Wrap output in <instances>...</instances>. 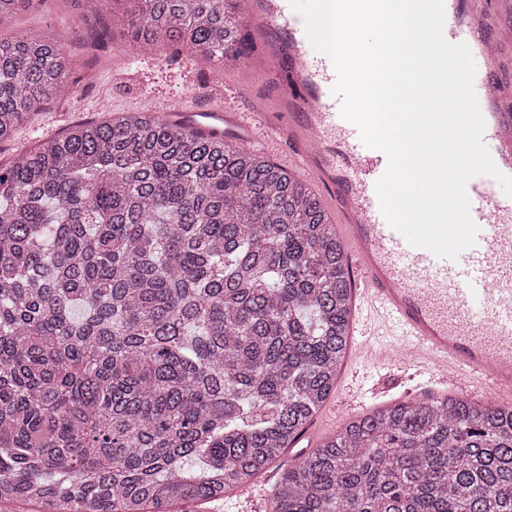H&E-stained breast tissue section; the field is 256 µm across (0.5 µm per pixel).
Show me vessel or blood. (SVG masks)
<instances>
[{
    "label": "vessel or blood",
    "instance_id": "obj_1",
    "mask_svg": "<svg viewBox=\"0 0 512 512\" xmlns=\"http://www.w3.org/2000/svg\"><path fill=\"white\" fill-rule=\"evenodd\" d=\"M246 37L258 52L242 77L216 96L208 113L234 144L261 140L269 153L315 180L336 215L358 303L357 356L376 366L410 350L406 367L429 382L512 393V197L497 180L467 184L479 228L474 246L439 258L411 246L380 211L375 191L388 160L366 147L340 114L331 60L311 46L289 0H236ZM443 35L466 44L476 65L474 89L484 110L483 141L498 170L512 177V82L499 79L500 45L512 42V0H444ZM267 76L270 98L256 96ZM247 97L249 111L232 98Z\"/></svg>",
    "mask_w": 512,
    "mask_h": 512
}]
</instances>
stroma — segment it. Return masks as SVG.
<instances>
[{
	"label": "stroma",
	"instance_id": "35a3bbf8",
	"mask_svg": "<svg viewBox=\"0 0 512 512\" xmlns=\"http://www.w3.org/2000/svg\"><path fill=\"white\" fill-rule=\"evenodd\" d=\"M132 9L131 0H115L106 21L111 36L100 47L93 41L95 21L72 0H31L24 10L0 22L1 37L38 35L57 42L74 60L67 92L31 111L13 136L0 142V164L75 124L146 109L157 98L185 96L192 110L206 111L213 89L234 80L241 60L219 63L178 44L158 42L143 47L132 42L128 36ZM345 377L361 391L364 412L383 403L408 400L416 384L409 372L360 363L348 367ZM351 418L350 412L337 408L335 398H328L302 439L284 454L285 464L294 463ZM279 475L276 467L263 472L251 501L230 494L211 502L178 504L171 512H269Z\"/></svg>",
	"mask_w": 512,
	"mask_h": 512
}]
</instances>
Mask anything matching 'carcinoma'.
<instances>
[{
    "label": "carcinoma",
    "mask_w": 512,
    "mask_h": 512,
    "mask_svg": "<svg viewBox=\"0 0 512 512\" xmlns=\"http://www.w3.org/2000/svg\"><path fill=\"white\" fill-rule=\"evenodd\" d=\"M101 18L112 0H76ZM134 40L242 54L224 0H134ZM65 50L0 39V141ZM295 175L148 111L0 167V502L159 512L275 465L336 386L353 302ZM270 512H512V407L382 405L288 466Z\"/></svg>",
    "instance_id": "cac0c4a2"
}]
</instances>
